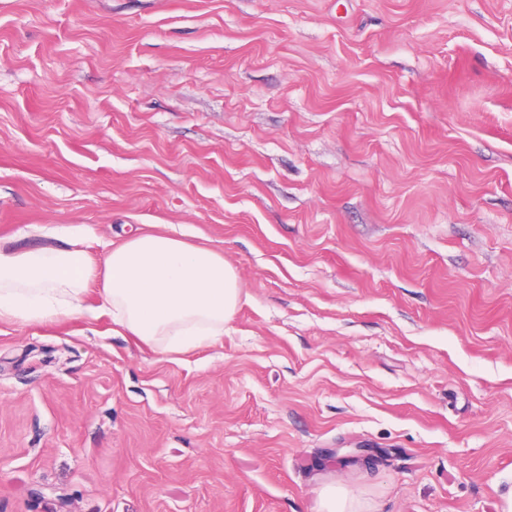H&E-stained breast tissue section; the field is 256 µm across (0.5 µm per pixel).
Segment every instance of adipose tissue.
Instances as JSON below:
<instances>
[{
    "label": "adipose tissue",
    "mask_w": 512,
    "mask_h": 512,
    "mask_svg": "<svg viewBox=\"0 0 512 512\" xmlns=\"http://www.w3.org/2000/svg\"><path fill=\"white\" fill-rule=\"evenodd\" d=\"M81 233L66 247H0V323H43L88 315L90 283H100L103 312L163 354L215 341L240 302L235 270L221 252L165 232L141 231L111 246L93 265Z\"/></svg>",
    "instance_id": "1"
}]
</instances>
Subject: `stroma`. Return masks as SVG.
Masks as SVG:
<instances>
[{
    "mask_svg": "<svg viewBox=\"0 0 512 512\" xmlns=\"http://www.w3.org/2000/svg\"><path fill=\"white\" fill-rule=\"evenodd\" d=\"M152 224L234 317L0 323V512H502L512 0H0V246Z\"/></svg>",
    "mask_w": 512,
    "mask_h": 512,
    "instance_id": "stroma-1",
    "label": "stroma"
}]
</instances>
